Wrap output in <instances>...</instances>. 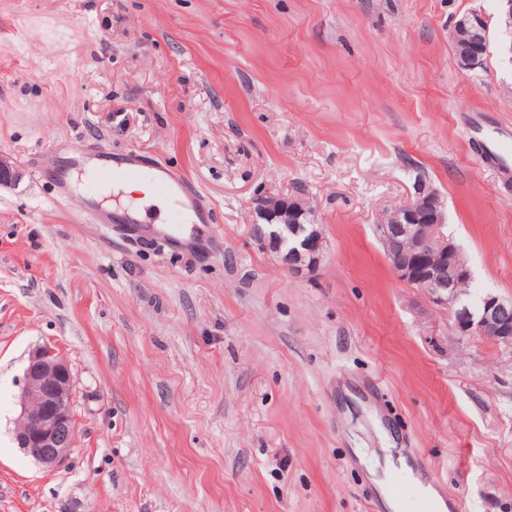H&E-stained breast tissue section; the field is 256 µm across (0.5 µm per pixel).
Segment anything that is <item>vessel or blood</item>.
I'll return each mask as SVG.
<instances>
[{"mask_svg": "<svg viewBox=\"0 0 512 512\" xmlns=\"http://www.w3.org/2000/svg\"><path fill=\"white\" fill-rule=\"evenodd\" d=\"M484 150L496 165L500 180L505 183L512 181V137L502 136L485 145ZM138 181L148 182L153 195L169 201L174 212L189 210L197 223H210V203L185 174L161 165H146L135 150L119 158L106 153L99 155L83 190L86 209L95 211L97 196L102 189ZM388 491L398 500H409V512H442L439 499L418 492L406 483L390 481Z\"/></svg>", "mask_w": 512, "mask_h": 512, "instance_id": "1", "label": "vessel or blood"}]
</instances>
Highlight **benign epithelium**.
<instances>
[{
  "instance_id": "obj_1",
  "label": "benign epithelium",
  "mask_w": 512,
  "mask_h": 512,
  "mask_svg": "<svg viewBox=\"0 0 512 512\" xmlns=\"http://www.w3.org/2000/svg\"><path fill=\"white\" fill-rule=\"evenodd\" d=\"M23 171L0 157V183L16 182ZM255 210L265 220L254 225L255 238L291 270L315 267L325 240L315 224L301 225L309 212L300 196L288 199L268 195L255 200ZM443 203L434 189L419 183L406 201L378 225L379 239L398 278L418 289L434 304L448 309L462 336L480 335L512 347V299L487 292L476 313L459 304L460 285L472 280L461 250L443 234ZM305 229L301 247L281 250L285 234ZM74 377L68 362L56 351L40 347L32 352L24 373L15 420L14 440L26 456L53 471L71 458L75 425L71 403Z\"/></svg>"
}]
</instances>
